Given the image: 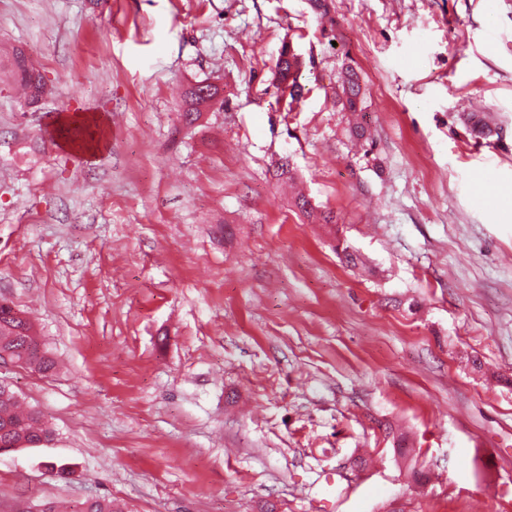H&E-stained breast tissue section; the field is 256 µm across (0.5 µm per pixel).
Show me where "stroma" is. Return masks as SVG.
I'll return each mask as SVG.
<instances>
[{"label": "stroma", "mask_w": 512, "mask_h": 512, "mask_svg": "<svg viewBox=\"0 0 512 512\" xmlns=\"http://www.w3.org/2000/svg\"><path fill=\"white\" fill-rule=\"evenodd\" d=\"M326 2L0 0L52 89L0 83V300L58 364L0 362L56 431L0 512H512V0ZM286 46L283 47L276 63V81L281 91L288 90L289 97L295 101L301 96L302 87L298 79L304 61L289 44L287 53ZM341 93L344 105L351 111H356L363 99L362 87L352 70H348L342 80Z\"/></svg>", "instance_id": "1"}]
</instances>
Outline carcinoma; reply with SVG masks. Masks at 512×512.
Returning <instances> with one entry per match:
<instances>
[{"mask_svg":"<svg viewBox=\"0 0 512 512\" xmlns=\"http://www.w3.org/2000/svg\"><path fill=\"white\" fill-rule=\"evenodd\" d=\"M304 65L301 56L293 48L281 51L276 63V81L281 91H289L295 101L301 96L302 87L298 82ZM0 80L19 84L27 103L35 104L51 93L43 75L27 57L24 50L14 46L0 50ZM344 105L351 111L358 108L363 99L362 87L356 74L346 72L342 84ZM190 107L183 112V119L192 123L200 117L199 106L208 99L193 90L186 92ZM467 127L479 138H487L495 133L483 118L474 113L463 116ZM0 349L16 353L17 360L47 374L56 368V362L48 352L40 349L36 331L20 311L7 302L0 303ZM54 430L39 413L19 410L16 397L7 387L0 385V450L15 451L20 448H33L51 443ZM67 512H115L112 500L108 498L78 501Z\"/></svg>","mask_w":512,"mask_h":512,"instance_id":"1","label":"carcinoma"}]
</instances>
